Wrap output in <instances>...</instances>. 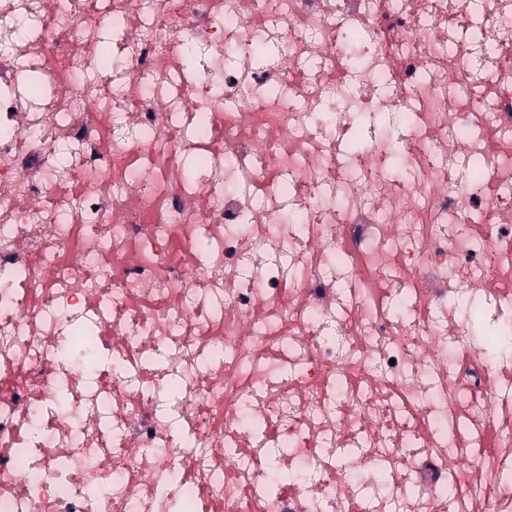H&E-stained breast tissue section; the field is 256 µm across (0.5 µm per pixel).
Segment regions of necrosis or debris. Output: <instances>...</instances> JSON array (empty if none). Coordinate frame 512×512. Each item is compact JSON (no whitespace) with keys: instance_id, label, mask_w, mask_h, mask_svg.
<instances>
[{"instance_id":"1","label":"necrosis or debris","mask_w":512,"mask_h":512,"mask_svg":"<svg viewBox=\"0 0 512 512\" xmlns=\"http://www.w3.org/2000/svg\"><path fill=\"white\" fill-rule=\"evenodd\" d=\"M475 298L512 0H0V512H512ZM92 329L90 327L78 329L72 336L67 354L82 360L89 366L98 362L97 353L92 346Z\"/></svg>"}]
</instances>
